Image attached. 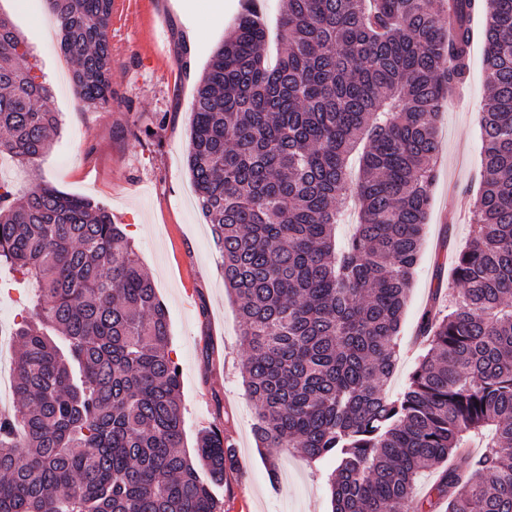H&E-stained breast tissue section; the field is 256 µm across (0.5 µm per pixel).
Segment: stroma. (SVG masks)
Segmentation results:
<instances>
[{
    "mask_svg": "<svg viewBox=\"0 0 512 512\" xmlns=\"http://www.w3.org/2000/svg\"><path fill=\"white\" fill-rule=\"evenodd\" d=\"M243 0H114L112 106L94 109L75 91H57L73 65L59 49L60 35L48 23L45 0H0L33 50L36 74L54 91L49 105L60 130L50 151L18 172L0 158V179L19 191L47 181L59 191L103 204L124 227L169 316L171 357L180 373L184 443L219 427L235 449L236 465L213 493L224 512H332L328 476L333 463L309 464L281 449L276 474H269L253 435L255 406L246 393L247 354L240 340L237 307L224 289L223 258L211 225L196 206L186 165L196 87L223 42ZM483 45L472 48L469 94L449 103L437 122L442 156L431 199L420 259L398 336V361L388 383L391 394L406 387L426 350L418 337L422 314L433 303L436 284L451 281L450 267L437 264L440 248L467 246L469 219L453 215L448 183L463 197L475 195L482 175L479 120L489 93ZM0 267V358L12 362L10 332L27 311L24 291Z\"/></svg>",
    "mask_w": 512,
    "mask_h": 512,
    "instance_id": "35a3bbf8",
    "label": "stroma"
}]
</instances>
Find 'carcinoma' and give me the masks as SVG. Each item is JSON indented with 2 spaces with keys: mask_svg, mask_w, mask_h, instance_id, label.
I'll use <instances>...</instances> for the list:
<instances>
[{
  "mask_svg": "<svg viewBox=\"0 0 512 512\" xmlns=\"http://www.w3.org/2000/svg\"><path fill=\"white\" fill-rule=\"evenodd\" d=\"M45 2L78 97L111 108L112 0ZM480 10L490 89L474 238L392 398L436 121L466 81ZM280 27L271 65L247 0L197 85L187 155L270 472L281 448L333 462L334 512H512V0H285ZM29 56L0 15V155L34 165L58 119ZM349 197L360 220L339 247ZM0 265L32 301L14 332L16 404L0 415V512H224L212 486L234 447L216 426L183 449L167 311L112 214L46 182L20 195L0 181Z\"/></svg>",
  "mask_w": 512,
  "mask_h": 512,
  "instance_id": "1",
  "label": "carcinoma"
}]
</instances>
